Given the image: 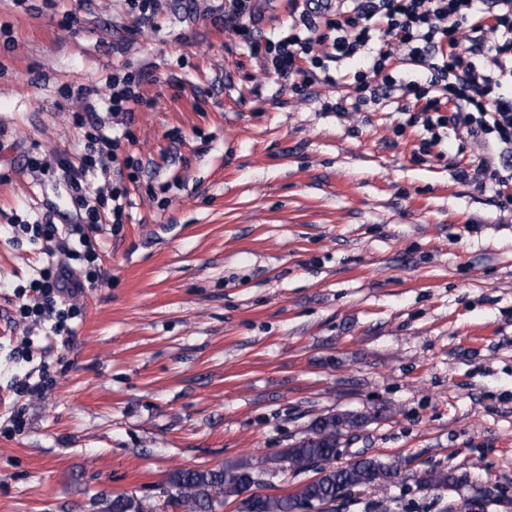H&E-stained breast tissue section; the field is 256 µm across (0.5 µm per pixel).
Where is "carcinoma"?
<instances>
[{"label":"carcinoma","mask_w":512,"mask_h":512,"mask_svg":"<svg viewBox=\"0 0 512 512\" xmlns=\"http://www.w3.org/2000/svg\"><path fill=\"white\" fill-rule=\"evenodd\" d=\"M369 422V416L349 411L328 413L314 419L310 432L261 461V465H230L219 470L184 468L174 471L168 484L176 492V501L189 512H214L226 499H239L246 512H300L314 505L329 504L349 488L372 486L384 488L402 474L409 462L399 458L383 460L365 457L352 463L335 465L341 438ZM286 461L293 466L322 462L318 476L293 493L259 495V475L268 463ZM418 483L435 490L456 491L459 479L451 472L426 471ZM253 491L243 497L247 491ZM108 512H141L140 503L127 495H117L107 506Z\"/></svg>","instance_id":"cac0c4a2"}]
</instances>
